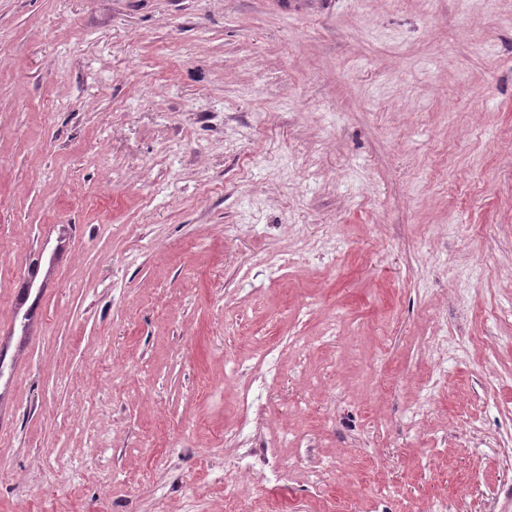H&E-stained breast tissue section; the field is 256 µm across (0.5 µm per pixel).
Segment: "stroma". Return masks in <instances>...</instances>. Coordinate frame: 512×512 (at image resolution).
I'll use <instances>...</instances> for the list:
<instances>
[{"label":"stroma","instance_id":"stroma-1","mask_svg":"<svg viewBox=\"0 0 512 512\" xmlns=\"http://www.w3.org/2000/svg\"><path fill=\"white\" fill-rule=\"evenodd\" d=\"M0 512H512V0H0Z\"/></svg>","mask_w":512,"mask_h":512}]
</instances>
